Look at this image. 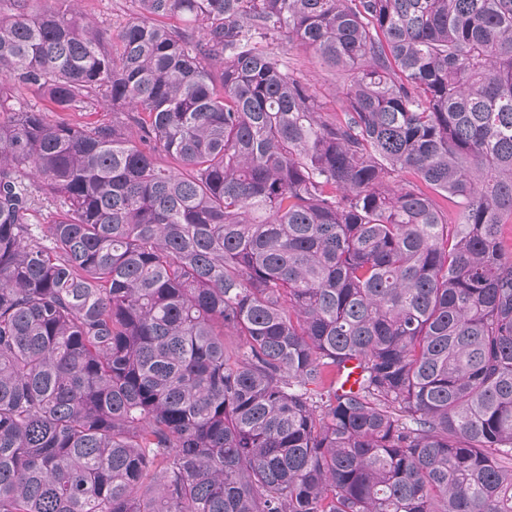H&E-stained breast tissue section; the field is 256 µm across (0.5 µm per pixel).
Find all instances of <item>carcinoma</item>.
I'll return each mask as SVG.
<instances>
[{
	"instance_id": "obj_1",
	"label": "carcinoma",
	"mask_w": 512,
	"mask_h": 512,
	"mask_svg": "<svg viewBox=\"0 0 512 512\" xmlns=\"http://www.w3.org/2000/svg\"><path fill=\"white\" fill-rule=\"evenodd\" d=\"M38 2L0 0V512H512V0ZM78 8L110 31L125 24L139 11L138 3L130 0H81ZM274 52L301 71L318 95L325 112H337L341 116L336 96L340 84L337 76L335 77L309 53L296 49L288 50V47L282 48L281 45H275ZM25 104L34 105L44 111V115L49 121L65 119L75 124H85L95 121H112V111L109 112H51L52 106L48 100L38 94L28 93L23 95Z\"/></svg>"
}]
</instances>
